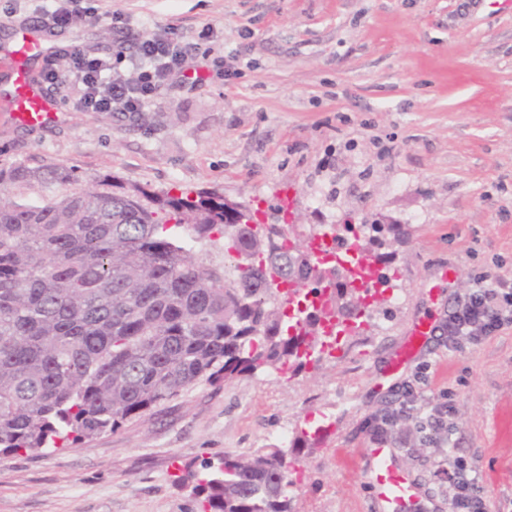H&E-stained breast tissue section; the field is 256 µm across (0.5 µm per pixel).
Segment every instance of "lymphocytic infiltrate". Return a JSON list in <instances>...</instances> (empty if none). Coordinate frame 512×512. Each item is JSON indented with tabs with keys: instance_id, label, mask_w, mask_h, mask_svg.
<instances>
[{
	"instance_id": "1",
	"label": "lymphocytic infiltrate",
	"mask_w": 512,
	"mask_h": 512,
	"mask_svg": "<svg viewBox=\"0 0 512 512\" xmlns=\"http://www.w3.org/2000/svg\"><path fill=\"white\" fill-rule=\"evenodd\" d=\"M109 19L116 56L128 60L136 75L129 78L117 71L112 63L116 56L79 47L67 51L66 67L47 58L41 79L51 91L66 93L73 111L136 114L145 111L160 90L181 82L189 44L177 28L144 35L135 31L124 13L110 12ZM511 323L512 280L483 276L449 315L448 341L453 344L463 339L477 345ZM444 475L452 512H488L477 474L467 461L449 456Z\"/></svg>"
}]
</instances>
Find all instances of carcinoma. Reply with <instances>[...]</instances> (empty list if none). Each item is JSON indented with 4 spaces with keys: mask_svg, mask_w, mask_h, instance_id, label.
Here are the masks:
<instances>
[{
    "mask_svg": "<svg viewBox=\"0 0 512 512\" xmlns=\"http://www.w3.org/2000/svg\"><path fill=\"white\" fill-rule=\"evenodd\" d=\"M59 168L0 170V454L39 456L117 431L200 383L268 368L302 369L316 348L321 268L291 224L283 260L304 273L274 287L267 243L246 224L224 222L217 197L159 195L106 174L43 205L7 197L10 187L68 182ZM224 236L218 270L190 242ZM245 251L265 271L242 272ZM306 303L304 332H289V295ZM369 290L341 279L334 310L359 319ZM291 463L278 448L219 463H188L175 483L202 512H291Z\"/></svg>",
    "mask_w": 512,
    "mask_h": 512,
    "instance_id": "carcinoma-1",
    "label": "carcinoma"
}]
</instances>
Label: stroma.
I'll list each match as a JSON object with an SVG mask.
<instances>
[{"instance_id": "1", "label": "stroma", "mask_w": 512, "mask_h": 512, "mask_svg": "<svg viewBox=\"0 0 512 512\" xmlns=\"http://www.w3.org/2000/svg\"><path fill=\"white\" fill-rule=\"evenodd\" d=\"M88 0L135 30L176 26L210 53L189 55L210 78L162 90L142 113L62 110L31 127L0 95V169L56 166L74 183L32 182L12 199L39 205L109 174L172 196L205 191L281 224L295 195L301 233L328 224H396L376 253L382 285L360 328L305 369L200 383L122 428L73 448L0 456V512H201L176 486L181 465L283 448L295 463L293 512H379L366 480L372 430L387 440L429 512H450L421 413L442 392L457 454L477 471L489 512H512V324L474 346L445 325L478 277L512 279V9L494 0ZM54 0H0V38L33 26ZM236 75L225 78V68ZM438 318L424 351L397 376L391 358L414 320ZM333 431L300 443L309 420ZM287 428V442L277 432Z\"/></svg>"}]
</instances>
